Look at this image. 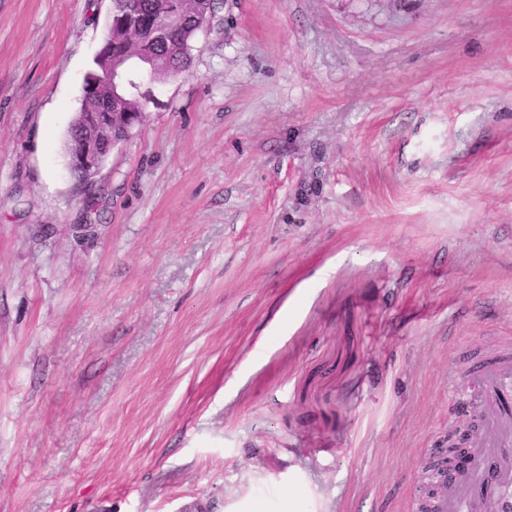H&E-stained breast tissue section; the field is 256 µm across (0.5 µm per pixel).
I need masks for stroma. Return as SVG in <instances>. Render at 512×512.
Instances as JSON below:
<instances>
[{"mask_svg": "<svg viewBox=\"0 0 512 512\" xmlns=\"http://www.w3.org/2000/svg\"><path fill=\"white\" fill-rule=\"evenodd\" d=\"M110 0H0V512H417L512 348V0H215L79 186Z\"/></svg>", "mask_w": 512, "mask_h": 512, "instance_id": "obj_1", "label": "stroma"}]
</instances>
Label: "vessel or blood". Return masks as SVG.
Masks as SVG:
<instances>
[{
	"label": "vessel or blood",
	"instance_id": "1",
	"mask_svg": "<svg viewBox=\"0 0 512 512\" xmlns=\"http://www.w3.org/2000/svg\"><path fill=\"white\" fill-rule=\"evenodd\" d=\"M470 398L483 414L465 472L440 464L443 482L456 485L460 494L449 499L445 491L432 494L431 512H494L512 495V352L501 351L468 364Z\"/></svg>",
	"mask_w": 512,
	"mask_h": 512
}]
</instances>
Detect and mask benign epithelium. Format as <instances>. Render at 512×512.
<instances>
[{"instance_id":"benign-epithelium-1","label":"benign epithelium","mask_w":512,"mask_h":512,"mask_svg":"<svg viewBox=\"0 0 512 512\" xmlns=\"http://www.w3.org/2000/svg\"><path fill=\"white\" fill-rule=\"evenodd\" d=\"M110 13L122 18L123 33L133 32L137 34L138 42L145 44L165 42L180 28H190L198 33L205 30L208 23L204 16L187 13L181 0H168L166 11L155 14L149 20L141 18L132 0H111ZM127 58L125 54L112 64V85H121L131 93L139 90L140 82L145 79L158 81L153 70L143 71L138 79H133L123 67ZM142 120L141 112L113 111V103L110 101L104 102L97 112L84 113L81 146L71 154L69 169L93 176L114 147L125 140Z\"/></svg>"}]
</instances>
